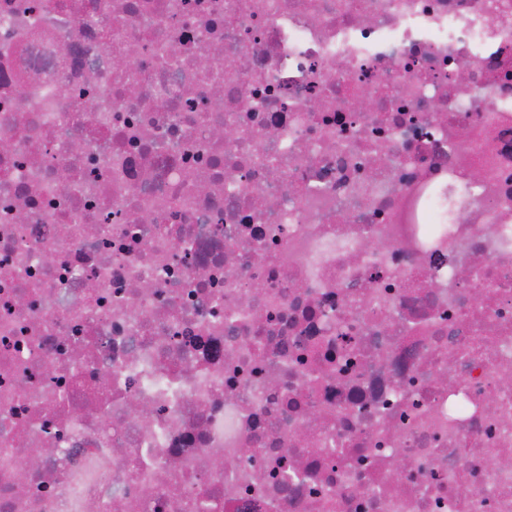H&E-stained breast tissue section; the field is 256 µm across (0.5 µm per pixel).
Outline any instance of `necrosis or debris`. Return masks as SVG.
<instances>
[{
    "label": "necrosis or debris",
    "instance_id": "necrosis-or-debris-1",
    "mask_svg": "<svg viewBox=\"0 0 512 512\" xmlns=\"http://www.w3.org/2000/svg\"><path fill=\"white\" fill-rule=\"evenodd\" d=\"M0 512H512V0H0Z\"/></svg>",
    "mask_w": 512,
    "mask_h": 512
}]
</instances>
